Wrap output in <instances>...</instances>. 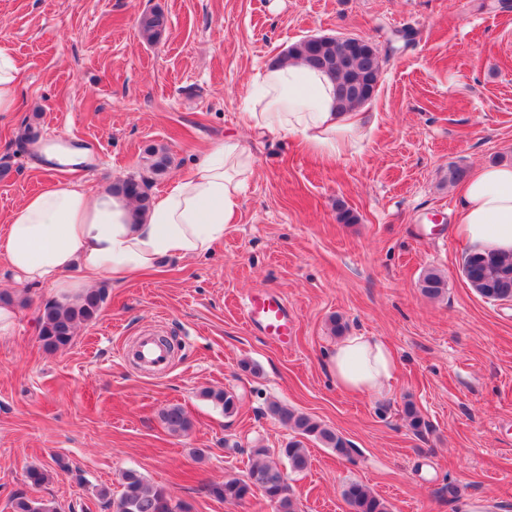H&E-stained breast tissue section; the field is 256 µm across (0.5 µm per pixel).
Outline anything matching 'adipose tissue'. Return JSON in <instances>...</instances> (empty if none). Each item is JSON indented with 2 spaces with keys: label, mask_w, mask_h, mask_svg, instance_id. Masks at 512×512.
<instances>
[{
  "label": "adipose tissue",
  "mask_w": 512,
  "mask_h": 512,
  "mask_svg": "<svg viewBox=\"0 0 512 512\" xmlns=\"http://www.w3.org/2000/svg\"><path fill=\"white\" fill-rule=\"evenodd\" d=\"M246 127L288 134L332 160L358 154L372 126L368 115L336 108L335 84L300 63L267 65L244 101ZM253 173V159L228 138L194 168L155 194L146 211L123 195L96 194L79 183L27 196L11 211L0 238V264L15 284L46 283L72 303L107 281L118 286L139 272L210 253L224 238ZM453 233L467 249L512 252V164L476 167L455 191ZM327 369L346 392L379 395L395 372L392 352L372 336L342 338Z\"/></svg>",
  "instance_id": "obj_1"
}]
</instances>
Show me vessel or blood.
<instances>
[{"label": "vessel or blood", "mask_w": 512, "mask_h": 512, "mask_svg": "<svg viewBox=\"0 0 512 512\" xmlns=\"http://www.w3.org/2000/svg\"><path fill=\"white\" fill-rule=\"evenodd\" d=\"M246 326L271 340L279 347L290 344L295 321L287 300L275 291L259 289L250 293L243 304ZM140 361L149 371L164 372L170 365L168 350L151 337L139 339Z\"/></svg>", "instance_id": "1"}]
</instances>
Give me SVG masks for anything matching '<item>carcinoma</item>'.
Returning <instances> with one entry per match:
<instances>
[{"label": "carcinoma", "mask_w": 512, "mask_h": 512, "mask_svg": "<svg viewBox=\"0 0 512 512\" xmlns=\"http://www.w3.org/2000/svg\"><path fill=\"white\" fill-rule=\"evenodd\" d=\"M167 29V18L160 11L144 13L139 20L140 36L148 44L158 42ZM352 46L346 39H332L327 43L311 45L300 41L288 48L286 54L278 58L285 62L296 58L308 66L331 75L336 82V104L340 111L357 108L368 102L365 96H354L346 89V83L353 77L361 76L368 83L378 80L382 63L378 51L373 45L367 50L373 58H356L351 53ZM148 175L140 179L128 178L112 185V191L122 192L135 198L139 206L144 207L149 200L150 176H160L167 171L171 157L163 147H152L144 158ZM463 273L469 286L482 298L490 302L512 301V254L469 252L463 260ZM447 286L441 273L429 270L420 280L421 292L430 297H440ZM106 300L102 288L85 294L75 303H46L40 317L39 339L48 349L64 348L73 340L77 328L97 318ZM203 396L221 405L224 414L237 410L236 397L222 389H208ZM269 413L287 425L296 434L283 448L271 450L263 446L252 449L255 462L252 463L246 478L231 477L222 483L210 486L209 493L226 502H240L253 490H259L273 506L274 512H301L299 502L290 493L285 483L284 467L270 456L283 458L290 471L301 472L309 466V455L303 440L314 439L340 456H350L352 445L343 436L323 425L313 417L292 410L276 401L268 405ZM406 422L410 430L419 434L426 423L412 403L405 406ZM161 418L166 427L174 433L186 432L190 420L184 409L178 405L165 408ZM49 472L43 467L31 466L26 470V479L34 489L47 482ZM123 491L116 499L111 490L102 487L98 496L112 507V512H186L180 503L172 501L167 490L159 485L150 484L146 478L134 469L122 472ZM344 497L351 512H391L389 504L367 486L352 482L344 490ZM12 512H60V507L51 500L40 496L21 493L11 502Z\"/></svg>", "instance_id": "carcinoma-1"}]
</instances>
